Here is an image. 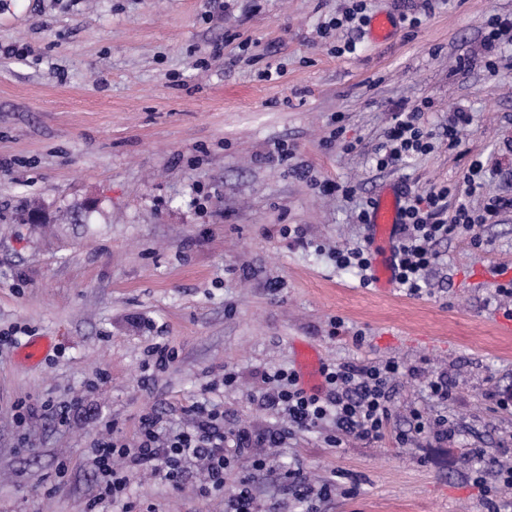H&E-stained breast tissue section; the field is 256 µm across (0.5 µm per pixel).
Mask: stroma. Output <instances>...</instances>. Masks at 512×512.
<instances>
[{
	"label": "stroma",
	"mask_w": 512,
	"mask_h": 512,
	"mask_svg": "<svg viewBox=\"0 0 512 512\" xmlns=\"http://www.w3.org/2000/svg\"><path fill=\"white\" fill-rule=\"evenodd\" d=\"M366 3L367 17L395 20L394 35L349 54L351 28L320 30L352 0H0V512H85L107 422L131 441L143 415L186 426L210 402L225 428L280 427L252 397L264 374L295 369L299 342L327 362L395 359L445 375L452 402L430 397L422 377L400 379L390 430H408L417 409L448 417L458 438L401 448L392 435L348 436L330 448L332 423L296 432L265 470L241 465L256 512H296L284 473L297 465L317 481L345 472L321 512H485L467 458L512 457V409L490 398L512 392L495 297L512 281V211L482 225V245L465 231L438 243L415 296L360 287L331 250L369 245L355 205L387 187L453 186L452 209L512 196V52L496 73L482 64L486 21L512 18V0H441L429 15L423 0ZM425 99L436 134L450 110L473 114L459 145L439 139L377 169L398 106ZM476 158L488 171L468 196ZM345 182L354 201L332 191ZM35 202L47 223H17ZM37 338L49 352L23 361ZM158 343L174 354L163 368L150 355ZM21 401L32 414L18 425ZM185 470L179 490L129 470L135 512H224L223 495L200 497L196 463Z\"/></svg>",
	"instance_id": "1"
}]
</instances>
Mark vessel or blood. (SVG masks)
Masks as SVG:
<instances>
[{
	"label": "vessel or blood",
	"mask_w": 512,
	"mask_h": 512,
	"mask_svg": "<svg viewBox=\"0 0 512 512\" xmlns=\"http://www.w3.org/2000/svg\"><path fill=\"white\" fill-rule=\"evenodd\" d=\"M401 196L394 189H385L375 201L370 214L372 231L373 284L390 287L394 275V246L400 222ZM298 377L307 386H317L321 378L322 358L319 351L303 345L297 350Z\"/></svg>",
	"instance_id": "1"
}]
</instances>
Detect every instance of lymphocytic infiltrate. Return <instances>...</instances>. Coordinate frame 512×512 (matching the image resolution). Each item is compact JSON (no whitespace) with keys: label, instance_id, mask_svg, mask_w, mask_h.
Masks as SVG:
<instances>
[{"label":"lymphocytic infiltrate","instance_id":"1","mask_svg":"<svg viewBox=\"0 0 512 512\" xmlns=\"http://www.w3.org/2000/svg\"><path fill=\"white\" fill-rule=\"evenodd\" d=\"M423 116L419 106L395 116L385 141L374 150L377 168L394 167L434 150ZM450 193V187L443 185L405 198L395 245V284L406 295L421 293L425 272L437 259L434 243L462 230L474 231L475 227L491 223L501 210L512 208V198H498L479 212L464 203L452 211L448 208ZM406 373V366L396 360L381 364L329 363L322 367L325 393L321 396L301 388L293 371L279 369L269 373L265 378L267 388L259 392L257 401L262 408L287 417L288 425L282 429L242 428L230 433L224 428L223 411L201 405L192 427L163 439L156 431V418L145 416L135 443L117 437L94 442V464L101 476L98 498L113 502L124 498L128 478L114 467L119 459L150 466L155 476L176 489L186 475L185 461L199 460L206 472V482L199 493L209 496L223 492L226 478L235 471L239 458L250 457L253 470H263L268 461L259 456V449L277 447L293 432L326 421L335 427L334 434L327 437L330 446H339L345 435L367 442L382 440L392 417L396 382ZM468 470L470 481L483 492L486 512H501L498 496L512 488V466H503L498 459L486 457L475 448L468 458Z\"/></svg>","mask_w":512,"mask_h":512}]
</instances>
